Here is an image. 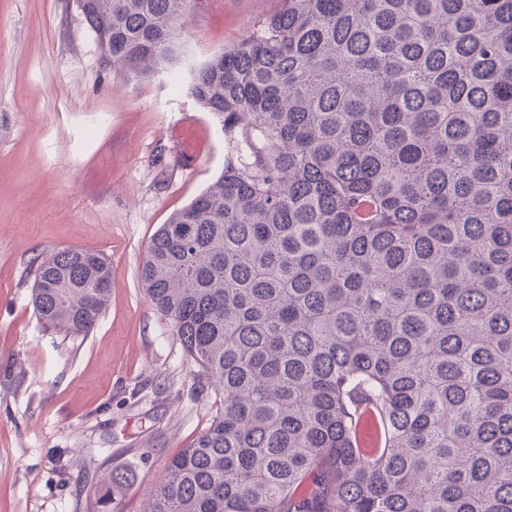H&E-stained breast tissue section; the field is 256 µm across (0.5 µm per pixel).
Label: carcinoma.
<instances>
[{
  "label": "carcinoma",
  "mask_w": 512,
  "mask_h": 512,
  "mask_svg": "<svg viewBox=\"0 0 512 512\" xmlns=\"http://www.w3.org/2000/svg\"><path fill=\"white\" fill-rule=\"evenodd\" d=\"M277 3L187 86L248 158L139 267L220 400L145 512H512V0ZM194 4L80 15L113 71L148 77ZM32 265L37 318L88 336L108 262Z\"/></svg>",
  "instance_id": "1"
}]
</instances>
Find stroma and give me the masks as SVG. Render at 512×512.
Wrapping results in <instances>:
<instances>
[{"label": "stroma", "mask_w": 512, "mask_h": 512, "mask_svg": "<svg viewBox=\"0 0 512 512\" xmlns=\"http://www.w3.org/2000/svg\"><path fill=\"white\" fill-rule=\"evenodd\" d=\"M276 0H207L182 18L197 66L253 34ZM168 73L117 74L68 0H0V512H83L99 471L127 472L141 512L170 459L209 425L190 363L143 291L154 233L241 153ZM104 257L112 299L87 337L46 329L28 263Z\"/></svg>", "instance_id": "1"}]
</instances>
